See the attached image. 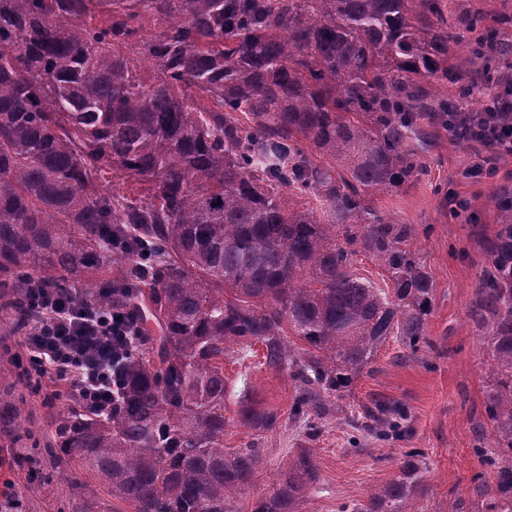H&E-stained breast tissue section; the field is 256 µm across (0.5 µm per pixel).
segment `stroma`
<instances>
[{"label":"stroma","instance_id":"35a3bbf8","mask_svg":"<svg viewBox=\"0 0 512 512\" xmlns=\"http://www.w3.org/2000/svg\"><path fill=\"white\" fill-rule=\"evenodd\" d=\"M473 160L472 148L439 137L425 157L427 173L416 187L373 199L374 206L392 223L415 225V244L432 276L428 332L434 348L422 359L397 362L399 343L386 341L372 372L357 380L351 394L336 400L333 409L319 420V433L311 441L288 421L293 383L286 373L265 365L261 345L247 351L234 345L225 351L224 381L230 394L225 400L228 424L224 445L239 448L255 439L265 450L257 480L241 500L243 512H250L254 500L271 490L278 467L306 447L314 450L323 487L309 499L308 512H338L343 504L367 501L389 481L409 448L422 452L428 463L425 479L429 491L419 503L421 512H446L450 498L473 497V477L482 470L473 452L474 429L484 415L488 356L467 319V308L485 257L470 237L468 225L449 212L448 197L454 194L465 199L484 223H493L490 194L495 182L512 184V157L500 161L493 182L460 178V170ZM240 390L247 391L249 399L260 406L278 409L284 417L282 425L260 435L242 426L236 396ZM16 391L25 397L20 424L35 433L69 404L68 394L55 393L47 381L33 387L20 385ZM373 399L403 405L411 430L402 440L374 439L353 448L352 420L359 417L363 404ZM11 454L9 439L1 432L0 493L9 483L25 489L22 512H70L69 484L52 459L42 453L34 457L31 468L18 469L8 464ZM45 480L55 489L52 496L42 493Z\"/></svg>","mask_w":512,"mask_h":512}]
</instances>
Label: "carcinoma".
<instances>
[{"label":"carcinoma","mask_w":512,"mask_h":512,"mask_svg":"<svg viewBox=\"0 0 512 512\" xmlns=\"http://www.w3.org/2000/svg\"><path fill=\"white\" fill-rule=\"evenodd\" d=\"M502 4L0 0V330L32 334L48 291L121 314L132 334L112 361V408L73 397L48 452L132 512H241L265 452L224 448L226 345L259 343L288 372L289 419L310 437L388 338L399 359L421 358L432 277L415 226L372 197L416 186L442 133L465 144L467 122L512 129V110L484 100L512 82ZM490 200L496 224L466 216L485 257L467 312L488 354L490 432L478 427L474 452L495 481L481 473L475 491L481 512H512V185ZM358 255L391 286L354 274ZM238 415L280 425L274 410ZM407 421L373 400L360 427L399 439ZM425 471L406 452L339 512H419ZM70 488L72 512H112L83 481ZM319 492L302 448L250 512H307Z\"/></svg>","instance_id":"1"}]
</instances>
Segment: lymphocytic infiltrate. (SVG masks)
<instances>
[{"label":"lymphocytic infiltrate","instance_id":"lymphocytic-infiltrate-1","mask_svg":"<svg viewBox=\"0 0 512 512\" xmlns=\"http://www.w3.org/2000/svg\"><path fill=\"white\" fill-rule=\"evenodd\" d=\"M44 319L24 343L30 366L67 383L94 403L107 401L110 378L105 363L125 330L111 312L75 301L45 299Z\"/></svg>","mask_w":512,"mask_h":512}]
</instances>
